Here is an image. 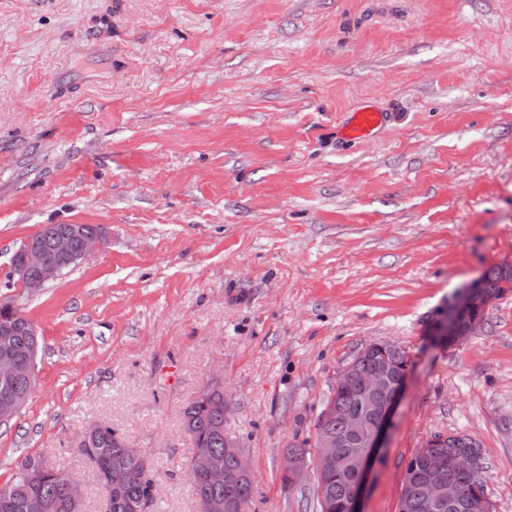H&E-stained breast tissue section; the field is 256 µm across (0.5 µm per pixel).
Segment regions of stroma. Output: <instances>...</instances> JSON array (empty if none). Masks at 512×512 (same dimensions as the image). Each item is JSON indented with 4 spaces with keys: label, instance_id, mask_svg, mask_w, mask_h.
I'll return each instance as SVG.
<instances>
[{
    "label": "stroma",
    "instance_id": "35a3bbf8",
    "mask_svg": "<svg viewBox=\"0 0 512 512\" xmlns=\"http://www.w3.org/2000/svg\"><path fill=\"white\" fill-rule=\"evenodd\" d=\"M366 104L393 120L338 139ZM46 224L107 242L31 296L10 260ZM510 261L512 0H0V301L44 340L0 485L44 459L101 512L98 423L149 453V512H197L182 412L216 380L255 512H316L283 450L374 340L410 366L364 512H397L439 433L480 445L512 512V292L431 342ZM481 283L479 279L475 280L457 294L445 319L442 318L432 333L436 343L457 346L477 335L484 326L485 311L501 296L512 291V271L510 276H505L501 267H493L483 274ZM462 323L465 325L460 327Z\"/></svg>",
    "mask_w": 512,
    "mask_h": 512
}]
</instances>
